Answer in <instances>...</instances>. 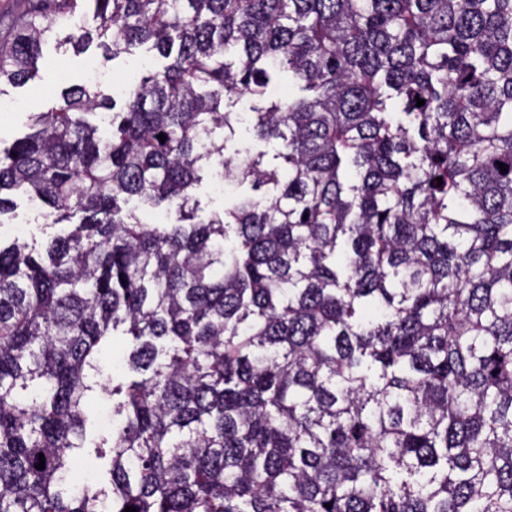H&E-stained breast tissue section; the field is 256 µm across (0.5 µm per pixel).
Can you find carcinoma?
Wrapping results in <instances>:
<instances>
[{"label":"carcinoma","instance_id":"obj_1","mask_svg":"<svg viewBox=\"0 0 512 512\" xmlns=\"http://www.w3.org/2000/svg\"><path fill=\"white\" fill-rule=\"evenodd\" d=\"M24 2L0 85L79 14L165 63L0 148L67 224L0 244V512H512V0ZM196 195L201 201L202 211L199 212L202 218H207L213 212H221L224 210V194L215 190L213 182L204 181L197 188Z\"/></svg>","mask_w":512,"mask_h":512}]
</instances>
